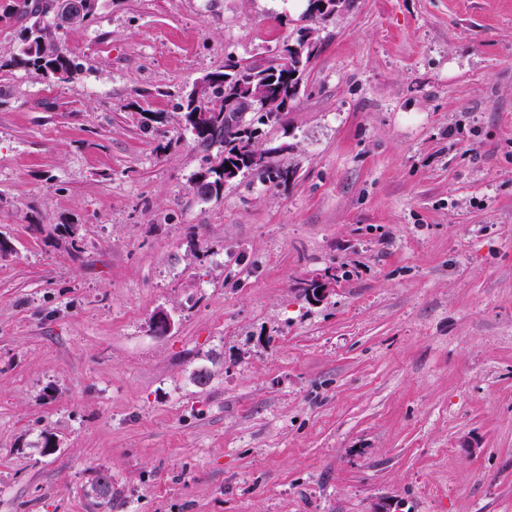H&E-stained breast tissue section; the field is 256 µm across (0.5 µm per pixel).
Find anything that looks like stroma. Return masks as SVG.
<instances>
[{"label": "stroma", "instance_id": "stroma-1", "mask_svg": "<svg viewBox=\"0 0 512 512\" xmlns=\"http://www.w3.org/2000/svg\"><path fill=\"white\" fill-rule=\"evenodd\" d=\"M306 5L101 0L74 79L0 70V512H512V0H352L293 179L199 199L179 90Z\"/></svg>", "mask_w": 512, "mask_h": 512}]
</instances>
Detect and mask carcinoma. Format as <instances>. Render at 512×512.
<instances>
[{
	"instance_id": "carcinoma-1",
	"label": "carcinoma",
	"mask_w": 512,
	"mask_h": 512,
	"mask_svg": "<svg viewBox=\"0 0 512 512\" xmlns=\"http://www.w3.org/2000/svg\"><path fill=\"white\" fill-rule=\"evenodd\" d=\"M50 0H13L11 15L28 21L17 33L16 50L6 58H0V68L34 72L44 79L64 81L69 79L78 64L71 50L59 33L55 31ZM315 50L302 44L286 45L276 55L268 57L269 68H261L258 61L242 62L232 55L227 56L224 70L212 73L218 79L220 94L217 98H206L192 89L180 97L178 110L182 121L194 136L198 146L205 150L213 146L221 149L217 162L205 168L204 182L193 183V191L201 199L218 200L224 195L225 163L234 164L241 173H250L253 166L249 160L254 156L266 158L261 178L273 187L288 183V170L276 161L280 147L261 149L257 134L260 126L277 123L285 113L278 111L280 105L267 109L256 104L250 108L224 115V94H232L243 101H252V94L262 88L265 93H274L282 87H292L299 92L303 73ZM94 504L110 512L112 510V477L102 476L91 487Z\"/></svg>"
}]
</instances>
